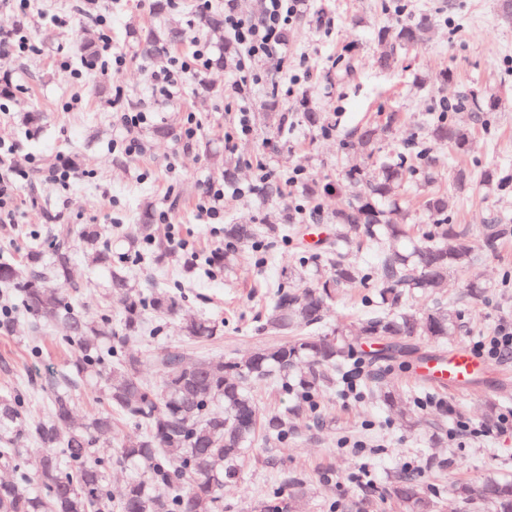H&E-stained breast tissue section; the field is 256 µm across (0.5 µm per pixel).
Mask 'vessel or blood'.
Returning <instances> with one entry per match:
<instances>
[{"label":"vessel or blood","mask_w":512,"mask_h":512,"mask_svg":"<svg viewBox=\"0 0 512 512\" xmlns=\"http://www.w3.org/2000/svg\"><path fill=\"white\" fill-rule=\"evenodd\" d=\"M413 374L437 388L462 392L484 381L487 370L484 360L459 345L448 352L420 359L413 366Z\"/></svg>","instance_id":"b4317fda"}]
</instances>
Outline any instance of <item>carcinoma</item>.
I'll use <instances>...</instances> for the list:
<instances>
[{
  "label": "carcinoma",
  "mask_w": 512,
  "mask_h": 512,
  "mask_svg": "<svg viewBox=\"0 0 512 512\" xmlns=\"http://www.w3.org/2000/svg\"><path fill=\"white\" fill-rule=\"evenodd\" d=\"M202 25L210 35L224 37V10H207ZM431 32L427 19L400 24L391 33L380 32L392 49L405 51L425 40ZM185 32L171 23L150 29L138 37L147 53L177 46ZM99 41L86 38L79 48L81 63L95 60ZM302 122L312 130L328 129L326 117L302 102ZM399 115L391 112L383 125H366L352 134L351 146L372 157L382 140L393 132ZM426 142L467 147L470 129L443 115L425 132ZM414 176L430 183L433 173L412 152H400L376 168L349 171L336 191L349 195L347 203L327 212L336 225L328 245L300 258L297 275L311 277L310 284L295 290L282 282L273 293L263 330L278 337L264 347L224 360L199 359L187 366L177 349L161 358L157 383L142 378L140 361L122 349L129 338L142 335L145 321L152 316H174L180 299L159 291L144 297L134 294L127 269L112 267V249L98 242L93 230L84 232L92 250V261L111 268L110 294L124 304L119 326L103 314L97 321L79 316L70 302L56 292L53 283L69 276L72 255L60 243L51 263L43 262L40 251L27 254L28 278L17 281L15 265L0 261V285L17 288L22 311L33 318L39 332L61 324L67 334L57 340L75 348L71 369L41 382L47 414L33 418L26 401L18 394L0 395V466L18 471L13 480H0V512H223L224 485L236 480V461L253 445L258 434L281 442L288 439V420L314 414L317 398L336 387V378L354 356L351 330L346 323L319 330L325 307L339 289L372 279L375 297L365 300L359 319L360 335L369 339L418 338L439 341L452 335L457 315L440 304L414 310L406 298L421 293L431 296L448 275L461 271L475 260L469 228L448 222L444 194L432 192L424 211L433 232L414 234L406 216L386 205L396 188ZM284 232L274 225L260 231L253 224L224 225V258L230 259L240 246L262 233L269 238ZM378 252L375 265L368 266L353 255L362 241ZM189 339L209 344L222 336V326L206 319L181 323ZM95 380L107 409L88 422H74L75 391L84 381ZM280 382L295 402L274 412L264 421L257 419V401L249 384ZM378 397L388 407L408 414L407 424H418L415 413L402 395L386 385ZM137 420L138 436L123 442L116 459L137 471L126 484L118 501H112L109 469L112 462L96 455V448L112 443V412ZM44 448L32 475L20 470L23 439ZM392 494L407 512H431L432 504L413 474L402 473ZM457 494L470 500L478 496L496 508L512 512V479H495L477 488L465 486Z\"/></svg>",
  "instance_id": "1"
}]
</instances>
